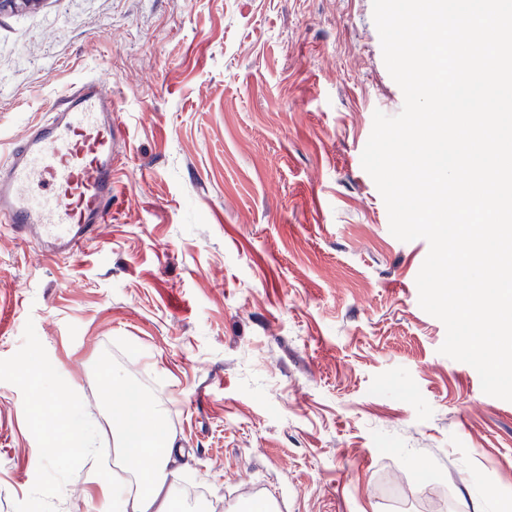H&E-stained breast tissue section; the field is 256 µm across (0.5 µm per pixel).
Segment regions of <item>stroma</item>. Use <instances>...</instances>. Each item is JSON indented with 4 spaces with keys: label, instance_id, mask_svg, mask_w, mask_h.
Listing matches in <instances>:
<instances>
[{
    "label": "stroma",
    "instance_id": "1",
    "mask_svg": "<svg viewBox=\"0 0 512 512\" xmlns=\"http://www.w3.org/2000/svg\"><path fill=\"white\" fill-rule=\"evenodd\" d=\"M123 126L112 216L72 258L0 230V512H96L77 399L112 466L106 372L166 410L205 512H512V402L440 354L426 240L361 155L403 93L372 0H43L0 14V158L86 80ZM52 365L42 393L22 365Z\"/></svg>",
    "mask_w": 512,
    "mask_h": 512
}]
</instances>
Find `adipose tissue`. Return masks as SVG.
I'll return each mask as SVG.
<instances>
[{
	"mask_svg": "<svg viewBox=\"0 0 512 512\" xmlns=\"http://www.w3.org/2000/svg\"><path fill=\"white\" fill-rule=\"evenodd\" d=\"M105 398L119 423L114 446L123 475H105L96 467L93 435L74 404L65 410L58 435L45 443L46 458H55L60 448L78 449L91 464L90 481L100 487L99 512H173V464L179 450L163 430V409L150 407L139 387L117 377L107 383Z\"/></svg>",
	"mask_w": 512,
	"mask_h": 512,
	"instance_id": "obj_1",
	"label": "adipose tissue"
}]
</instances>
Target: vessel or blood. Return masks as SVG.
Instances as JSON below:
<instances>
[{"mask_svg": "<svg viewBox=\"0 0 512 512\" xmlns=\"http://www.w3.org/2000/svg\"><path fill=\"white\" fill-rule=\"evenodd\" d=\"M124 139L112 98L96 81L67 94L0 162V224L30 231L53 254L80 252L112 212V171Z\"/></svg>", "mask_w": 512, "mask_h": 512, "instance_id": "vessel-or-blood-1", "label": "vessel or blood"}]
</instances>
